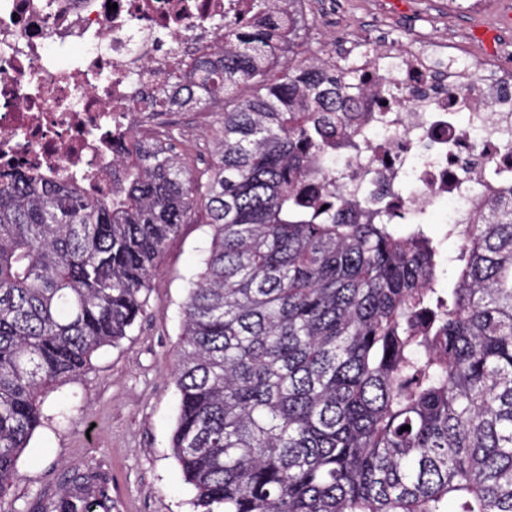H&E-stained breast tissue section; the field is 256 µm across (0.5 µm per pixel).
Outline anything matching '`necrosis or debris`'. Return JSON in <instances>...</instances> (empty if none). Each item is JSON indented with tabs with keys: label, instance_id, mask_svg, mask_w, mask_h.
Masks as SVG:
<instances>
[{
	"label": "necrosis or debris",
	"instance_id": "necrosis-or-debris-1",
	"mask_svg": "<svg viewBox=\"0 0 512 512\" xmlns=\"http://www.w3.org/2000/svg\"><path fill=\"white\" fill-rule=\"evenodd\" d=\"M0 0V167L46 174L111 171L117 142L159 124L152 99L179 64L224 42V22L282 17L288 0L255 12L254 0ZM353 62L347 84L357 116L344 146L326 145L320 197L351 213H391L414 224L439 203L468 223L499 196L486 179L512 172V71L486 78L493 54L439 65L447 40L331 38ZM81 47L71 55L72 47ZM409 182L410 193L398 186Z\"/></svg>",
	"mask_w": 512,
	"mask_h": 512
}]
</instances>
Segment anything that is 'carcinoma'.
I'll list each match as a JSON object with an SVG mask.
<instances>
[{
  "mask_svg": "<svg viewBox=\"0 0 512 512\" xmlns=\"http://www.w3.org/2000/svg\"><path fill=\"white\" fill-rule=\"evenodd\" d=\"M298 30L295 12L272 34L226 22L219 60L168 76L162 110L224 106L204 182L164 139L118 146L114 190L0 172V496L47 390L128 336L202 207L171 437L202 512H512V185L449 229L448 289L421 225L317 200L314 161L351 102L336 66L268 57ZM48 512L112 498L84 475Z\"/></svg>",
  "mask_w": 512,
  "mask_h": 512,
  "instance_id": "carcinoma-1",
  "label": "carcinoma"
}]
</instances>
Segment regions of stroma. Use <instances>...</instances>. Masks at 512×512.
I'll list each match as a JSON object with an SVG mask.
<instances>
[{
  "label": "stroma",
  "mask_w": 512,
  "mask_h": 512,
  "mask_svg": "<svg viewBox=\"0 0 512 512\" xmlns=\"http://www.w3.org/2000/svg\"><path fill=\"white\" fill-rule=\"evenodd\" d=\"M413 8L426 26L460 32L457 60L498 48V66L512 67V0H484L467 15L450 11L448 0H413ZM174 134L181 163L205 175L218 138L214 111L176 113ZM210 239L207 213L196 210L160 254L133 330L98 350L80 376L47 391L46 421L21 454L0 512H42L76 471L108 479L112 512H196L194 489L169 446L179 399L172 377L182 306Z\"/></svg>",
  "instance_id": "stroma-1"
}]
</instances>
